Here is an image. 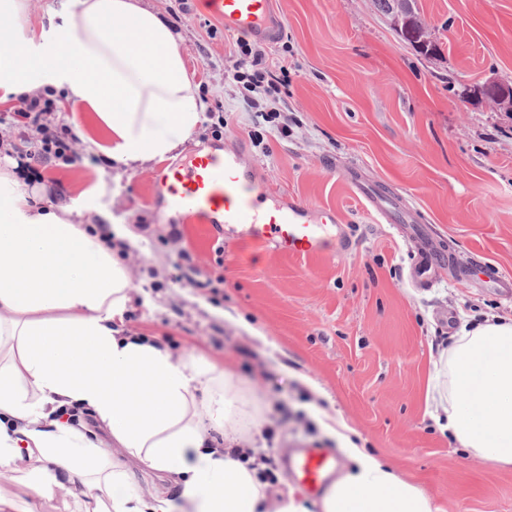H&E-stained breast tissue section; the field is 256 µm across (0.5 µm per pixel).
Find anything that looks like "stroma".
I'll use <instances>...</instances> for the list:
<instances>
[{"instance_id": "obj_1", "label": "stroma", "mask_w": 512, "mask_h": 512, "mask_svg": "<svg viewBox=\"0 0 512 512\" xmlns=\"http://www.w3.org/2000/svg\"><path fill=\"white\" fill-rule=\"evenodd\" d=\"M285 21L266 44L286 61L287 137L250 139L252 116L226 74L236 36L191 5L176 22L205 120L188 148L220 136L240 143L266 189L340 212L351 241L319 259L244 245L161 212L148 200L157 164L108 165L83 138L75 160L38 163L43 195L63 202L111 175L99 208L128 224L140 247L127 258L132 332L174 354H200L256 382L267 406L256 458L273 488L313 497L288 474L289 448L343 444L320 423L341 418L356 441L421 486L442 512H512V468L461 451L434 422L427 391L435 362L464 321L512 317L496 289L448 277L429 291L407 276L412 244L381 223L343 173L357 168L401 197L449 244L458 262L479 254L512 275V117L473 92L493 78L512 84V0H418L430 38L426 58L404 43L374 0H275Z\"/></svg>"}]
</instances>
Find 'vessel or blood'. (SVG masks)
<instances>
[{
	"label": "vessel or blood",
	"instance_id": "1",
	"mask_svg": "<svg viewBox=\"0 0 512 512\" xmlns=\"http://www.w3.org/2000/svg\"><path fill=\"white\" fill-rule=\"evenodd\" d=\"M208 12L221 21L227 34H243L263 43L278 39L283 19L273 0H205ZM350 181L371 208L389 224H408L422 241L409 256V276L415 287H433L444 271L458 278H480L512 297V276L482 260L454 268L449 252L418 224L415 214L399 201L350 174ZM151 202L213 230L232 228L249 243L272 246L293 257L316 258L324 253L326 237L344 247L346 235L336 212L318 211L294 197L269 198L259 182L258 170L248 163L241 148L212 145L193 149L178 163L167 165L149 186ZM284 463L311 494H319L336 473V453L331 448H291Z\"/></svg>",
	"mask_w": 512,
	"mask_h": 512
}]
</instances>
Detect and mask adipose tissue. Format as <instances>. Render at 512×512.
<instances>
[{
  "mask_svg": "<svg viewBox=\"0 0 512 512\" xmlns=\"http://www.w3.org/2000/svg\"><path fill=\"white\" fill-rule=\"evenodd\" d=\"M44 18L33 29L29 0H0V105L62 93L65 108L88 114L103 155L128 168L168 159L197 132L204 107L182 38L146 0H65ZM17 166L0 164V468L39 496L67 491L78 512H309L234 451L264 420L253 386L126 330V256L138 237L123 224L107 237L84 229L99 186L53 205ZM431 394L441 431L512 467V318L461 327ZM81 408L94 428L69 422ZM341 440L350 463L319 512H439L421 487ZM107 443L176 495H142Z\"/></svg>",
  "mask_w": 512,
  "mask_h": 512,
  "instance_id": "1",
  "label": "adipose tissue"
}]
</instances>
